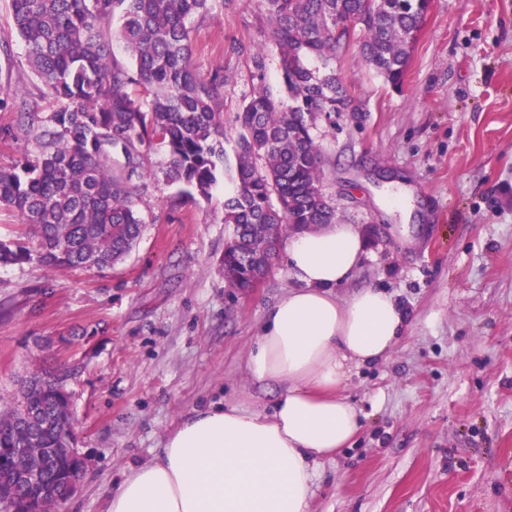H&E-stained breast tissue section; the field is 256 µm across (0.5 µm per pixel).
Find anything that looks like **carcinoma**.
<instances>
[{
    "instance_id": "obj_1",
    "label": "carcinoma",
    "mask_w": 512,
    "mask_h": 512,
    "mask_svg": "<svg viewBox=\"0 0 512 512\" xmlns=\"http://www.w3.org/2000/svg\"><path fill=\"white\" fill-rule=\"evenodd\" d=\"M213 0H11L14 28L40 80L36 98L0 86V110L16 114L34 151L0 166V209L16 213L26 240L0 241V264L37 260L49 270L109 268L136 246L143 231L131 183L147 173L145 153L166 148L165 177L209 198L224 166V75L193 68L188 20ZM430 0H267L279 47L282 91L259 87L237 115L236 170L224 199L232 226L224 247L228 287H248L251 262L271 265L282 226L336 223V206L321 190L319 146L311 128L317 112L352 105L336 75L349 28L364 26L360 51L393 86L402 83L409 49ZM137 76L112 58V20ZM139 82L143 96L129 87ZM14 125V126H16ZM0 127V142L15 139ZM32 373L27 393L0 402V512H56L82 469L60 454L39 491L17 482L11 449L33 457L62 448L67 393L58 376Z\"/></svg>"
}]
</instances>
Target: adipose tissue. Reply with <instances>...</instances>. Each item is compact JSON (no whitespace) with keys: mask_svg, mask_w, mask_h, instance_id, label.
<instances>
[{"mask_svg":"<svg viewBox=\"0 0 512 512\" xmlns=\"http://www.w3.org/2000/svg\"><path fill=\"white\" fill-rule=\"evenodd\" d=\"M365 246L355 224L293 232L286 269L296 285L266 310L246 363L252 383L281 386L273 413L191 412L156 459L112 489L104 512H309L316 463L363 427L341 393L351 368L386 358L408 329L385 289L338 297Z\"/></svg>","mask_w":512,"mask_h":512,"instance_id":"1","label":"adipose tissue"}]
</instances>
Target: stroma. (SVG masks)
Instances as JSON below:
<instances>
[{"instance_id":"obj_1","label":"stroma","mask_w":512,"mask_h":512,"mask_svg":"<svg viewBox=\"0 0 512 512\" xmlns=\"http://www.w3.org/2000/svg\"><path fill=\"white\" fill-rule=\"evenodd\" d=\"M192 26L196 71L224 73L231 161L244 99L280 86L266 0H215ZM361 37L352 32L336 64L358 111L319 114L312 129L322 191L366 237L336 293L386 289L411 326L387 359L352 368L343 394L365 425L321 461L310 512H512V0H431L398 88L362 59ZM1 84L39 86L10 0H0ZM166 166L154 148L133 182L144 228L112 268L0 266V397L33 371L74 370L87 465L58 512H104L113 486L155 459L188 413L219 403L268 413L281 393L254 385L245 363L266 309L293 286L284 256L257 287L228 288L231 183L190 199ZM401 185L411 208L386 209Z\"/></svg>"}]
</instances>
